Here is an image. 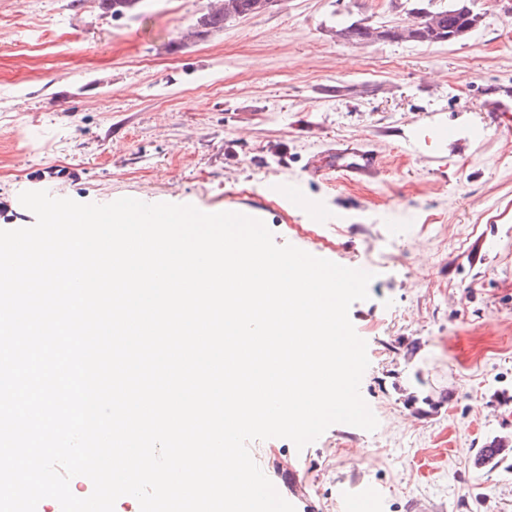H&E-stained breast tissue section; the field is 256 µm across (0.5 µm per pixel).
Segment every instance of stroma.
I'll list each match as a JSON object with an SVG mask.
<instances>
[{
  "label": "stroma",
  "mask_w": 512,
  "mask_h": 512,
  "mask_svg": "<svg viewBox=\"0 0 512 512\" xmlns=\"http://www.w3.org/2000/svg\"><path fill=\"white\" fill-rule=\"evenodd\" d=\"M429 45L337 36L413 20L399 0H272L192 36L211 0H0V229L34 223L26 190L243 212L277 245L372 272L350 319L375 431L336 423L254 460L305 512H512V0ZM335 142L381 148L370 181L317 178ZM52 179L42 180L43 171ZM297 186L328 219L276 195Z\"/></svg>",
  "instance_id": "obj_1"
}]
</instances>
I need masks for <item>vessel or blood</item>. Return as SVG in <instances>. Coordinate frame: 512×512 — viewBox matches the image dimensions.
Segmentation results:
<instances>
[{
  "label": "vessel or blood",
  "instance_id": "b4317fda",
  "mask_svg": "<svg viewBox=\"0 0 512 512\" xmlns=\"http://www.w3.org/2000/svg\"><path fill=\"white\" fill-rule=\"evenodd\" d=\"M383 164V154L378 149L348 143L314 155L308 164V171L361 181L377 177Z\"/></svg>",
  "mask_w": 512,
  "mask_h": 512
}]
</instances>
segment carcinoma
I'll list each match as a JSON object with an SVG mask.
<instances>
[{"mask_svg":"<svg viewBox=\"0 0 512 512\" xmlns=\"http://www.w3.org/2000/svg\"><path fill=\"white\" fill-rule=\"evenodd\" d=\"M265 0H223V7L218 11L202 14L195 24L192 35L219 32L224 25L235 19L256 15L264 10ZM141 0H100L101 8L112 17L119 18L139 7ZM415 20L402 28L390 27L381 31H373V26L359 21L352 22L336 30V34L355 44H363L376 40L404 41L417 44L452 42L477 26L478 14L468 5V0H451V3L430 10L425 7L414 8ZM493 451L480 450L478 461L481 464L497 465L508 455V451L500 450L501 441L491 442Z\"/></svg>","mask_w":512,"mask_h":512,"instance_id":"cac0c4a2","label":"carcinoma"}]
</instances>
